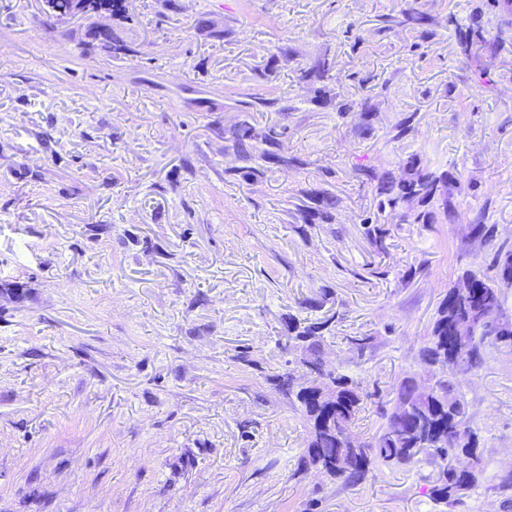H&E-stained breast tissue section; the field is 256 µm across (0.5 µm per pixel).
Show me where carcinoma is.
Listing matches in <instances>:
<instances>
[{
    "label": "carcinoma",
    "mask_w": 512,
    "mask_h": 512,
    "mask_svg": "<svg viewBox=\"0 0 512 512\" xmlns=\"http://www.w3.org/2000/svg\"><path fill=\"white\" fill-rule=\"evenodd\" d=\"M90 12L102 10L118 14L122 0H86ZM276 162L288 166V156L280 134L274 130L264 138ZM443 176L433 172L415 179L394 181L383 178L381 193L387 204L396 209L402 201L434 198ZM476 279L471 295L457 288L448 290L433 323L431 334L420 349L422 363L430 372L441 373L437 391L427 397L414 394L412 377L406 376L393 388L396 399L383 410L384 427L394 429V435L383 431L367 440L351 441L352 427L365 410L367 397L353 377L328 368L322 358L324 332L331 320L302 322L292 320L288 337L290 344L308 351L309 359L303 374L289 371L275 378L278 386L295 397L305 417L308 436L298 464V471L323 469L334 479L348 483L364 480L374 466L397 468L420 462L419 449L430 451L445 462L441 475L432 489L433 512H448V507L461 500L478 482V435L465 419L459 418L463 403L460 379L454 371L459 361L472 367L482 362L481 350L487 345L512 351V327L496 330L478 323L484 315L494 314L501 306V289L496 284L512 285V250H498L491 265V274L478 278L469 272L462 279ZM316 383L328 379L336 385V402L320 405L305 386L304 378Z\"/></svg>",
    "instance_id": "1"
}]
</instances>
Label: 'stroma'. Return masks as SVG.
Wrapping results in <instances>:
<instances>
[{
  "label": "stroma",
  "instance_id": "obj_1",
  "mask_svg": "<svg viewBox=\"0 0 512 512\" xmlns=\"http://www.w3.org/2000/svg\"><path fill=\"white\" fill-rule=\"evenodd\" d=\"M410 8L424 26L397 25ZM124 10L0 0V512H432L430 459L296 475L304 419L272 378L296 367L290 319L331 320L325 359L371 397L358 434L379 433L458 275L512 249V5ZM272 129L292 166L261 158ZM428 171L433 199L380 209L379 177ZM461 390L482 476L448 512H512L493 490L512 352L486 348Z\"/></svg>",
  "mask_w": 512,
  "mask_h": 512
}]
</instances>
